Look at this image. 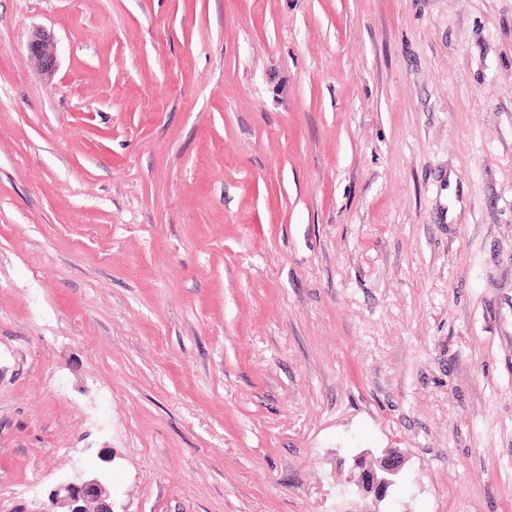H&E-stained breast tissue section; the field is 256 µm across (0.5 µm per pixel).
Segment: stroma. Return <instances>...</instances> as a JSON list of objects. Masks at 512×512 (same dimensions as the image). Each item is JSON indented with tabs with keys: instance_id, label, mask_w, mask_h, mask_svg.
<instances>
[{
	"instance_id": "1",
	"label": "stroma",
	"mask_w": 512,
	"mask_h": 512,
	"mask_svg": "<svg viewBox=\"0 0 512 512\" xmlns=\"http://www.w3.org/2000/svg\"><path fill=\"white\" fill-rule=\"evenodd\" d=\"M79 472L512 512V0H0V512ZM28 52L41 71L51 73L56 67V55L50 38L44 33H35L29 40ZM353 461V469L359 470L358 483L377 498H384L396 484L402 465L400 457L394 455H387L376 464L367 462L363 455L355 456Z\"/></svg>"
}]
</instances>
